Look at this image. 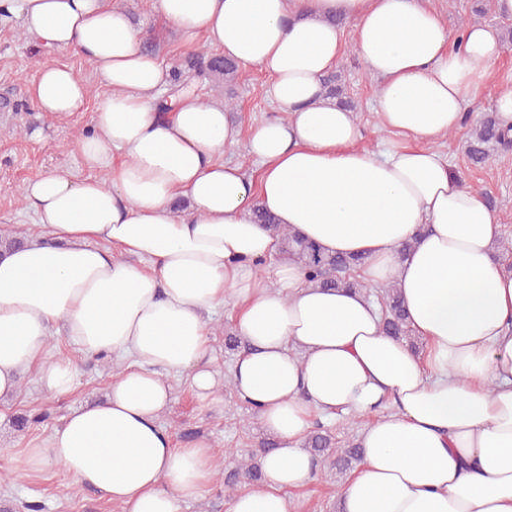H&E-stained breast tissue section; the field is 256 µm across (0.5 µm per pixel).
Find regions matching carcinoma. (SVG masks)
<instances>
[{
	"label": "carcinoma",
	"mask_w": 512,
	"mask_h": 512,
	"mask_svg": "<svg viewBox=\"0 0 512 512\" xmlns=\"http://www.w3.org/2000/svg\"><path fill=\"white\" fill-rule=\"evenodd\" d=\"M237 71L238 67L235 63L221 55L208 53H199L173 67L177 88L188 84L185 75L190 73L202 76L216 84L229 86L235 81ZM323 85L326 98L337 99L339 103H344V89L338 84L336 75L331 73L323 78ZM510 145L512 140L506 137L497 119L488 115L472 129L467 153L472 162L481 164L485 162L489 148L494 146L506 148ZM256 217L258 223L267 225L277 238L280 253L287 255L302 267L308 283L322 288H345L362 291L367 295L375 294L381 308L383 331L390 336L408 341L413 348L416 347L395 285L390 284L373 290L360 279V271L365 264L364 258L326 254L316 244L300 238L276 223L275 218L267 212L259 209L256 211ZM260 447V454L238 460L236 469L225 476V491L234 492L237 478L241 473L254 481L261 479L262 467L258 458L277 447V442L263 441ZM305 447L309 448L315 457L333 459L336 469L341 473L353 468V464L359 462L362 455L359 444L336 439V435L322 424L317 425L308 435Z\"/></svg>",
	"instance_id": "obj_1"
}]
</instances>
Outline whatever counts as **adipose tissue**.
Here are the masks:
<instances>
[{"label": "adipose tissue", "instance_id": "obj_1", "mask_svg": "<svg viewBox=\"0 0 512 512\" xmlns=\"http://www.w3.org/2000/svg\"><path fill=\"white\" fill-rule=\"evenodd\" d=\"M25 34L93 63L108 94L76 144L87 175L56 170L27 184L43 233L0 253V399L22 374L73 391L72 359L49 358L52 328L85 355L129 356L105 400L71 408L15 453L18 473L61 464L122 512H182L216 472L207 441L175 447L161 417L170 375L221 404L206 319L231 306L245 347L237 397L278 440L260 488L226 512H289L287 490L320 463L302 442L314 417L374 414L343 512H512V272L494 255L500 223L435 148L459 128L504 52L497 29L450 32L431 0H156L185 38L268 73L278 116L249 130L193 87L169 96L170 67L144 48L117 0H15ZM337 15L379 80L377 113L395 134L357 150L352 112L323 96L343 54ZM88 84L41 65L32 103L64 121ZM245 144L255 175L225 163ZM263 208L330 254L366 256L372 287L396 285L418 352L383 334L365 293L310 285L255 223ZM390 413H381L384 403Z\"/></svg>", "mask_w": 512, "mask_h": 512}]
</instances>
